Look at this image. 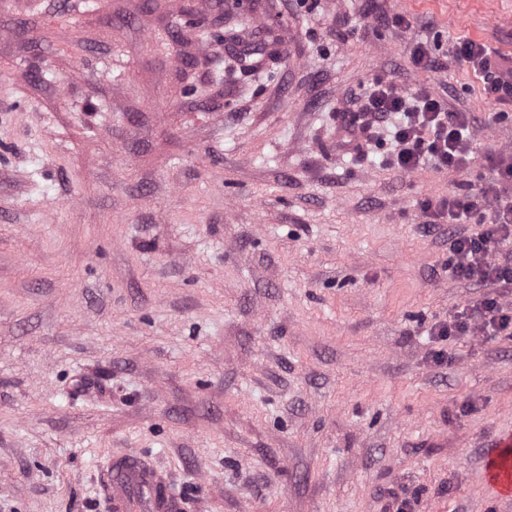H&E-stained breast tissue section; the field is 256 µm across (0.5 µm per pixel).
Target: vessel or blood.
<instances>
[{
	"mask_svg": "<svg viewBox=\"0 0 512 512\" xmlns=\"http://www.w3.org/2000/svg\"><path fill=\"white\" fill-rule=\"evenodd\" d=\"M500 456L487 460L491 485L504 499L512 497V468L500 466ZM107 497L110 512H172L174 503L166 487L138 465L136 454H129L125 466L108 471Z\"/></svg>",
	"mask_w": 512,
	"mask_h": 512,
	"instance_id": "vessel-or-blood-1",
	"label": "vessel or blood"
}]
</instances>
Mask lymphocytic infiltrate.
I'll list each match as a JSON object with an SVG mask.
<instances>
[{"label":"lymphocytic infiltrate","mask_w":512,"mask_h":512,"mask_svg":"<svg viewBox=\"0 0 512 512\" xmlns=\"http://www.w3.org/2000/svg\"><path fill=\"white\" fill-rule=\"evenodd\" d=\"M455 53L482 78L487 98L512 100V72L500 68L495 50L464 39L456 43ZM394 113L403 116L393 131L392 164L396 169L412 172L428 159L436 169L471 174L470 113L449 111L447 103L427 88L408 94L398 84L382 78L369 85L356 111L342 115L343 129L353 136V151L361 152L385 118ZM495 167V181L482 188L479 195L451 198L436 205L426 203L422 210L461 225L468 223L474 210H488L490 221L479 233L456 234L450 245L448 272L486 286L512 288V262L499 259L502 247L512 244V192L507 189L512 183V156L499 155ZM491 329L512 331V308L496 296L485 297L468 312L437 325L433 333L440 337L473 336Z\"/></svg>","instance_id":"obj_1"}]
</instances>
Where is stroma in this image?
<instances>
[{"label":"stroma","mask_w":512,"mask_h":512,"mask_svg":"<svg viewBox=\"0 0 512 512\" xmlns=\"http://www.w3.org/2000/svg\"><path fill=\"white\" fill-rule=\"evenodd\" d=\"M464 38L512 58V0H0V512H107L132 449L176 512H512V337L431 333L488 293L422 211L471 184L336 140L423 84L487 173L512 102ZM456 55L468 62L473 71L483 79L487 98L495 101L512 100L511 70L499 67L498 52L484 44L463 39L455 45ZM501 452L487 459V470L491 485L503 499L512 497V464L508 471L501 469Z\"/></svg>","instance_id":"1"}]
</instances>
